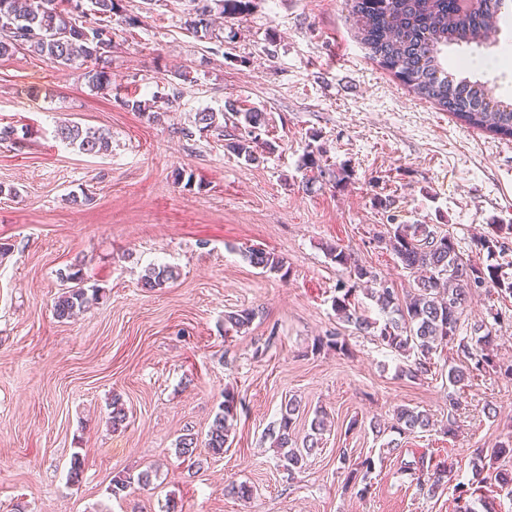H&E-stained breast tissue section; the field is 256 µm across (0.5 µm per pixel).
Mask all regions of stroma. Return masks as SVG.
<instances>
[{
	"mask_svg": "<svg viewBox=\"0 0 512 512\" xmlns=\"http://www.w3.org/2000/svg\"><path fill=\"white\" fill-rule=\"evenodd\" d=\"M351 6L251 0L219 19L218 52L185 29L190 0L150 10L122 0L105 91L91 90L77 65L60 71L23 50L0 57V129L23 134L0 142V185L15 190L0 195V512H453L452 487L467 481L475 449L512 436V378L482 372L450 384L462 359L447 346L410 379L413 356L357 334L332 308L347 278L327 252L334 245L399 294L415 288L378 241L391 214L451 234L464 259L481 263L476 240L498 234V262H512V139L467 128L383 69ZM496 48L484 79L511 102L512 19L500 23ZM175 87L181 96L157 121L127 107ZM228 101L264 112L259 162L215 133L182 135L196 112ZM60 120L109 131L111 153L62 144ZM311 146L345 181L305 168ZM181 172L191 185L178 183ZM71 193L82 203L68 202ZM249 246L284 258L287 275L251 266ZM153 264L175 267L177 279L143 289ZM73 266L101 298L62 322L53 306ZM244 308L255 312L249 328L225 330V314ZM493 309L508 318L494 352L511 364L512 297L472 290L462 319ZM333 333L344 350L317 348ZM228 387L237 399L231 446L214 457L204 440ZM116 395L127 411L118 428ZM291 398L300 404L294 437L308 433L316 408L331 421L293 477L268 436ZM403 407L427 412L431 427L394 432ZM189 433L196 450L177 457ZM393 443L399 454H389ZM343 448L351 461L376 462L365 498L344 488ZM424 452L448 468V488L432 498L400 470ZM76 454L85 470L75 484ZM145 470L149 487L112 495L114 475ZM230 480L252 485L253 498L225 495Z\"/></svg>",
	"mask_w": 512,
	"mask_h": 512,
	"instance_id": "1",
	"label": "stroma"
}]
</instances>
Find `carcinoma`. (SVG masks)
<instances>
[{"instance_id": "cac0c4a2", "label": "carcinoma", "mask_w": 512, "mask_h": 512, "mask_svg": "<svg viewBox=\"0 0 512 512\" xmlns=\"http://www.w3.org/2000/svg\"><path fill=\"white\" fill-rule=\"evenodd\" d=\"M193 12L185 21L186 30L200 40H213L224 45L215 32L216 16L241 14L250 0H191ZM96 19L72 23L65 18L69 12H78L81 0H0V57L17 50H25L43 58L63 71L79 63L85 66V77L90 87L106 90L111 84L109 66L112 61V14L119 9V0H96ZM508 0H478L470 6L454 7L448 0H353L352 14L358 32L374 59L397 76L419 96L442 110L451 113L466 125L487 131L502 138L512 137V103L498 99L488 83L470 80L467 65L446 68L448 47L452 45L480 48L490 41V33L508 10ZM165 99L157 92L152 102L134 101L132 110L149 119H157L155 104ZM235 120L244 116L250 126L245 136H235L230 148L248 163L257 160L254 144L256 130L265 125L263 113L256 110L241 112L234 103L225 104L216 112L205 108L195 113L194 129L182 134L189 138L194 132H215L224 135V117ZM55 137L82 154L98 156L108 152L111 135L100 129L82 128L76 123L61 121ZM381 243L390 249L408 270H428L431 275L418 280L414 291L399 296L395 289L377 273L351 261L344 250L329 248L336 264L348 273V282L336 286L332 307L338 319L354 327L359 333L374 338L379 345L394 352H414L417 359L403 373L417 379L428 372L429 355L448 344L456 348L467 364L448 370V380L460 383L474 372L495 371L512 376V365L496 361L491 353L497 326L504 321L502 314H493V323H477L472 335L462 334L461 317L470 290L491 286L501 296H512V277L503 271V265L481 264L463 260L458 241L449 234L438 233L426 224H398L381 237ZM248 262L265 272L279 273L285 269L283 258L263 248L245 250ZM177 278L171 266L150 267L141 279L143 288L152 291ZM371 284L366 295L375 300L384 315L382 325L359 313L355 293L361 284ZM99 299V289L71 287L59 295L54 303V316L65 321ZM255 317L250 309L224 315V326L240 331ZM298 402L289 400L281 412L277 425L269 430L274 447L282 453L288 472L301 470L307 458L319 447L326 430L327 413L314 412L310 432L302 442L293 439L294 415ZM236 411L235 395L224 390V403L215 415L206 434L205 447L214 457L224 455L229 440L231 422ZM432 425L423 411L400 408L395 410L391 428L398 434L410 435L425 431ZM512 456V440L486 453L479 451L472 463L471 477L454 488L456 501L496 484L506 496L512 497V470L503 467L505 457ZM375 469L372 458L362 460L358 467L348 471L345 488L364 498L372 487L371 474ZM400 469L410 474L418 493L433 497L445 483L447 470L433 459L421 455L411 461H400ZM151 482L148 471L137 477L118 475L112 479V494L118 495L136 483L144 488Z\"/></svg>"}]
</instances>
